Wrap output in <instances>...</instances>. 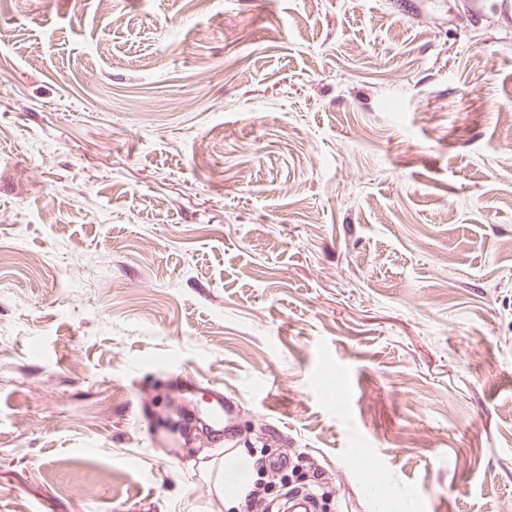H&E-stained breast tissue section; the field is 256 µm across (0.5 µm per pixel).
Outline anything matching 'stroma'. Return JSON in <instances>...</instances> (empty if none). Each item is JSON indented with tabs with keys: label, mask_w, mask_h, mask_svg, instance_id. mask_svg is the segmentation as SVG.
<instances>
[{
	"label": "stroma",
	"mask_w": 512,
	"mask_h": 512,
	"mask_svg": "<svg viewBox=\"0 0 512 512\" xmlns=\"http://www.w3.org/2000/svg\"><path fill=\"white\" fill-rule=\"evenodd\" d=\"M510 110L502 0H0V512H506ZM165 389L177 396H190V401L200 393L207 395V401L202 406V414L207 432L206 439L220 442L233 431V409L224 398V390L218 387H207L191 372L182 367H172L166 375Z\"/></svg>",
	"instance_id": "35a3bbf8"
}]
</instances>
